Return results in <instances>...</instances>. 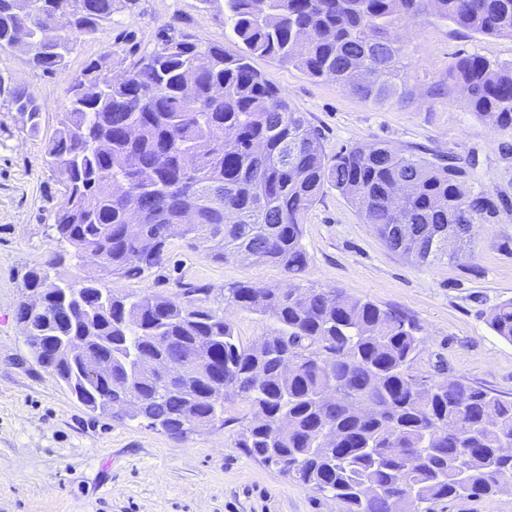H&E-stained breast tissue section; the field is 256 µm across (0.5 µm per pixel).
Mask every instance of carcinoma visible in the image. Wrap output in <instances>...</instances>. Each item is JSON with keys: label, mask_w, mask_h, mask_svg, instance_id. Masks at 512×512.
Here are the masks:
<instances>
[{"label": "carcinoma", "mask_w": 512, "mask_h": 512, "mask_svg": "<svg viewBox=\"0 0 512 512\" xmlns=\"http://www.w3.org/2000/svg\"><path fill=\"white\" fill-rule=\"evenodd\" d=\"M224 15L241 44L235 55L184 34L164 33L132 67L109 50L72 75L67 104L46 154L63 201L51 228L57 243L93 270L80 286L26 274L43 294L26 338L37 361L81 405L184 437L224 423V401L255 409L236 447L342 512H432L441 501L512 495V402L462 378L413 371L423 340L402 313L334 288L229 289L235 306L270 314L279 327L245 347L224 314L187 301L118 294L108 279L139 277L161 265L170 240L210 244L215 261L307 266L304 214L327 188L338 191L388 248L417 263L448 257V234L476 225L508 203L467 191L468 168L358 144L328 157L319 132L261 72L275 56L328 77L364 100L401 104L395 83L400 20L430 12L471 33L512 38V0H201ZM138 0H0V50L29 29L30 65L65 71L76 39L133 12ZM448 85L469 106L512 130V63L462 53ZM36 135L41 106L7 74L0 97ZM198 214L183 224L181 215ZM491 329L512 342V300L497 305ZM73 342L83 353L56 360ZM112 363V376L89 365ZM174 364L179 374L158 373Z\"/></svg>", "instance_id": "cac0c4a2"}]
</instances>
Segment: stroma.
Instances as JSON below:
<instances>
[{"label": "stroma", "instance_id": "stroma-1", "mask_svg": "<svg viewBox=\"0 0 512 512\" xmlns=\"http://www.w3.org/2000/svg\"><path fill=\"white\" fill-rule=\"evenodd\" d=\"M235 52L224 17L198 0H140L135 13L79 37L68 71L32 69L23 48L0 51V71L11 74L42 105L41 131L21 128L17 112L0 101V512H341L331 497L279 476L236 448L253 417L242 401L226 402L223 428L178 438L134 421L99 415L77 403L36 360L16 307L25 274L48 267L51 280L77 281L91 267L75 260L52 265L58 249L49 229L61 200L45 144L63 110L72 73L104 52L153 50L163 29ZM397 82L406 104L361 99L329 78H315L270 56L252 65L319 129L327 155L359 143L396 151L449 155L474 161L470 187L508 200L497 220L479 225L469 254L418 264L389 249L337 191L326 190L303 219L307 267L288 278L273 263L212 260L206 244L188 248L172 239L164 263L135 279L112 281L128 293L178 296L182 285L211 290L208 307L229 317L243 344L269 335L271 315L228 305L224 290L238 282L286 288L298 283L336 288L402 311L419 327L424 345L417 374L465 378L472 386L512 400V342L488 320L512 300V131L494 128L471 112L463 90L439 88L461 53L512 62V39L477 35L427 15L399 21Z\"/></svg>", "mask_w": 512, "mask_h": 512}]
</instances>
